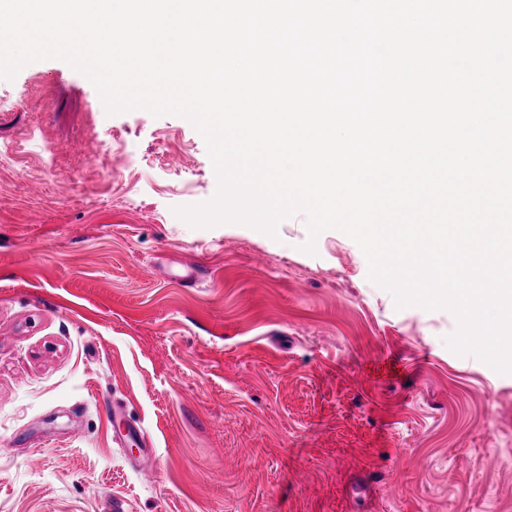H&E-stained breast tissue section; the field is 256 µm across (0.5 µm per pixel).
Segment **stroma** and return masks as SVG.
<instances>
[{
	"label": "stroma",
	"instance_id": "1",
	"mask_svg": "<svg viewBox=\"0 0 512 512\" xmlns=\"http://www.w3.org/2000/svg\"><path fill=\"white\" fill-rule=\"evenodd\" d=\"M217 189L187 119L0 79V512H512V374L339 230L176 215Z\"/></svg>",
	"mask_w": 512,
	"mask_h": 512
}]
</instances>
